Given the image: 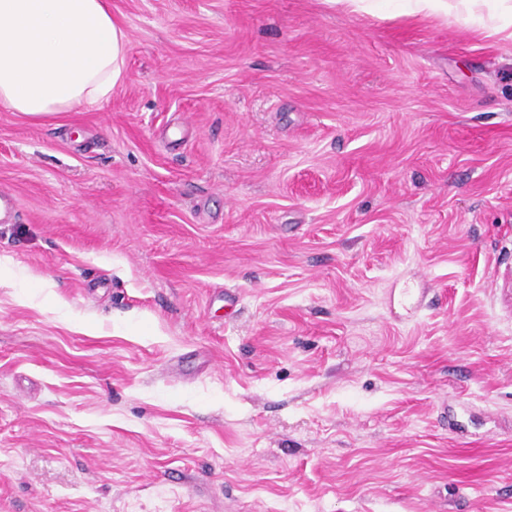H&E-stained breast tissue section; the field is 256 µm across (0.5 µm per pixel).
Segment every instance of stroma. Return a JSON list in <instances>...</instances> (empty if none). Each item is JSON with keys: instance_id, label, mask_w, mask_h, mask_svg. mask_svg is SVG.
Segmentation results:
<instances>
[{"instance_id": "1", "label": "stroma", "mask_w": 512, "mask_h": 512, "mask_svg": "<svg viewBox=\"0 0 512 512\" xmlns=\"http://www.w3.org/2000/svg\"><path fill=\"white\" fill-rule=\"evenodd\" d=\"M110 2L0 107V512H512V0ZM109 0H0V106L32 117L112 98L126 34Z\"/></svg>"}]
</instances>
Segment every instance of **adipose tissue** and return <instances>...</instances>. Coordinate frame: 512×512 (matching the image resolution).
<instances>
[{
    "label": "adipose tissue",
    "instance_id": "ef3b65f1",
    "mask_svg": "<svg viewBox=\"0 0 512 512\" xmlns=\"http://www.w3.org/2000/svg\"><path fill=\"white\" fill-rule=\"evenodd\" d=\"M126 34L108 0H0V106L44 117L109 101Z\"/></svg>",
    "mask_w": 512,
    "mask_h": 512
}]
</instances>
